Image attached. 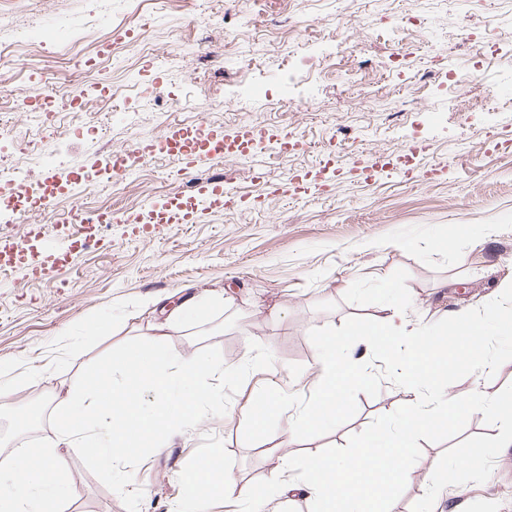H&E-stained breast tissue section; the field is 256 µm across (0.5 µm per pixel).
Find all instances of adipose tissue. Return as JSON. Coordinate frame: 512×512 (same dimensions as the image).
<instances>
[{
  "label": "adipose tissue",
  "mask_w": 512,
  "mask_h": 512,
  "mask_svg": "<svg viewBox=\"0 0 512 512\" xmlns=\"http://www.w3.org/2000/svg\"><path fill=\"white\" fill-rule=\"evenodd\" d=\"M449 333L456 338L452 353L457 363L473 370L491 369L493 362L485 345L486 327L480 318L462 312L450 320ZM358 342L343 331L326 339L315 361V405L290 416V435L300 434L315 420L335 424L336 411L348 387L370 379V363L356 354ZM362 342L392 358V368L398 373L401 386L415 400L404 421V432L385 434L381 443L364 446L353 456L345 454L327 462L314 457L289 459L272 472L271 482L282 494L305 496L316 512H385V504L372 491L374 477L382 475L394 483L401 481L416 462L409 433L427 435L436 428L435 410L419 398L422 386L435 375L436 352L430 338L405 316L397 299L383 300L377 321L370 325ZM184 481L191 496H204L217 487L242 512H272L269 496L259 495L250 485L227 479L213 469L210 461H199ZM66 485L62 458L54 456L48 448L22 449L14 487L8 493H0V512H56Z\"/></svg>",
  "instance_id": "1"
}]
</instances>
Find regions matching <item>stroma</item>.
Returning a JSON list of instances; mask_svg holds the SVG:
<instances>
[{
    "label": "stroma",
    "instance_id": "1",
    "mask_svg": "<svg viewBox=\"0 0 512 512\" xmlns=\"http://www.w3.org/2000/svg\"><path fill=\"white\" fill-rule=\"evenodd\" d=\"M225 0H28L19 20L0 18V160L28 164L37 181L58 167L57 196L43 210L18 215L7 230L41 252L71 237L61 216L72 206L119 215L143 212L146 201L189 197L195 185L236 202L213 208L196 224H103L99 242L76 251L54 275L16 270L0 286V417L35 402L34 423L0 433V490L12 488L20 448L57 445L48 423L71 382L94 359L151 334L176 303L213 299L209 313L169 336L173 350L196 354L218 347L227 366L244 358L248 341L268 347L276 372L257 371L227 413L178 433L171 447L133 471L143 491L139 512H169L188 496L183 477L212 460L228 478L269 488L282 458L312 451L331 455L403 426L407 394L388 366L349 390L335 426L314 425L290 436L288 417L314 401L313 362L338 329L364 333L386 292L399 294L409 317L430 334L447 317L470 310L488 320L489 372L452 369L447 381L423 391L430 406L512 389V327L490 317L512 307V112L488 110L491 96L512 92V68L484 63L481 79L449 101L444 82L424 79L427 56L464 65L470 58L449 41L461 31L479 44L512 22V0H358L345 17L342 0H237L226 26L210 24ZM418 14L429 28L421 42L396 26ZM293 20L285 28L284 20ZM93 22L106 37L94 47L73 41V29ZM343 27L347 46L329 41ZM235 37H227L226 28ZM328 58L332 73L289 79L286 54ZM75 54L115 55L116 66L87 70L89 99L115 92L139 110L143 98L185 100L180 112H147L131 124L119 112H94L91 141L73 114L41 130L21 102L39 100L38 74L67 78ZM232 134L264 131L265 143L232 157L207 155L186 167L168 156L166 135L197 128ZM146 150V160L120 181L105 170L109 156ZM100 173L75 195L71 172ZM310 194L269 191L293 178ZM448 241L446 251L434 247ZM110 324L98 333L100 324ZM273 390L283 412L253 431L247 409L257 388ZM512 417L463 412L436 433L417 439V464L396 485L374 491L391 512H421L427 474L443 471V512H486V483L498 489V512H512V447L493 448ZM491 447L477 469L463 466L472 449ZM70 490L61 512H125L118 494L57 445Z\"/></svg>",
    "mask_w": 512,
    "mask_h": 512
}]
</instances>
